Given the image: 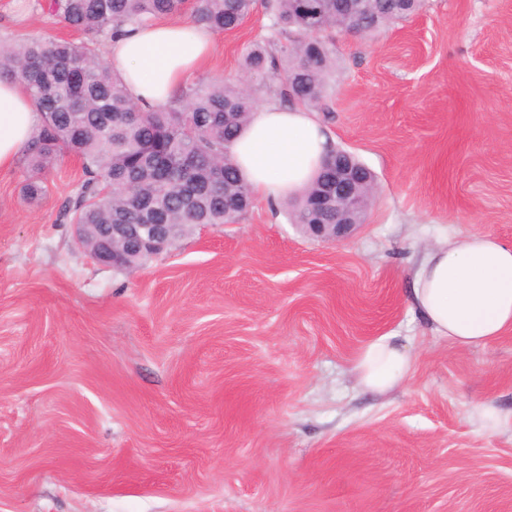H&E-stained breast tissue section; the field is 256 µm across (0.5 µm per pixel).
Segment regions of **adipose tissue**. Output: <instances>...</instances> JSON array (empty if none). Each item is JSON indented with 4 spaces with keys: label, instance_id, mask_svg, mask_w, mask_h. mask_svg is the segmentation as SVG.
<instances>
[{
    "label": "adipose tissue",
    "instance_id": "obj_1",
    "mask_svg": "<svg viewBox=\"0 0 512 512\" xmlns=\"http://www.w3.org/2000/svg\"><path fill=\"white\" fill-rule=\"evenodd\" d=\"M212 33L161 19L127 28L108 40L104 58L143 108L170 102L210 59ZM40 114L17 82L0 79V169L26 149ZM331 149L326 128L303 105L258 107L231 147L252 191L268 202L296 197L317 175ZM407 296L422 322L461 348L484 346L512 331V243L485 234L446 238L427 250ZM414 366L396 335L368 344L354 371L361 385L386 393L403 385Z\"/></svg>",
    "mask_w": 512,
    "mask_h": 512
}]
</instances>
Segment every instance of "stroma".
Here are the masks:
<instances>
[{
    "instance_id": "stroma-1",
    "label": "stroma",
    "mask_w": 512,
    "mask_h": 512,
    "mask_svg": "<svg viewBox=\"0 0 512 512\" xmlns=\"http://www.w3.org/2000/svg\"><path fill=\"white\" fill-rule=\"evenodd\" d=\"M39 3L0 0V39L73 38ZM271 24L216 34L199 79H242ZM332 48L314 110L377 182L344 241L256 201L119 271L59 219L78 157L32 203L25 159L0 170V512H512V428L477 421L512 412V334L458 348L406 296L438 237L512 242V0H424ZM390 334L414 369L365 391ZM413 366L410 349L400 336L386 335L361 351L354 371L361 385L378 393H386L403 385Z\"/></svg>"
}]
</instances>
